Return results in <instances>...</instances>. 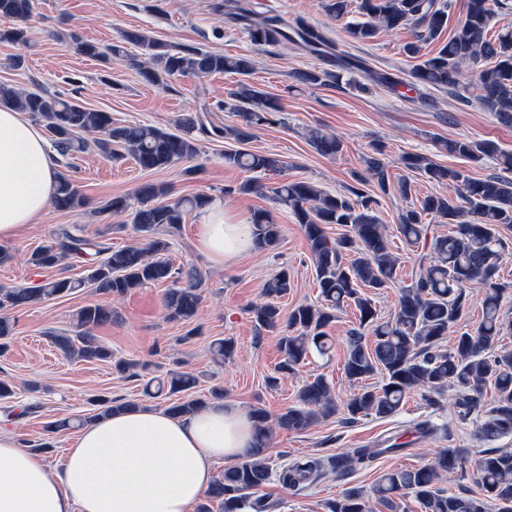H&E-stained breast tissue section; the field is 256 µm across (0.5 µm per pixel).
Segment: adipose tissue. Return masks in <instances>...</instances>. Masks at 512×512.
Returning a JSON list of instances; mask_svg holds the SVG:
<instances>
[{
    "label": "adipose tissue",
    "mask_w": 512,
    "mask_h": 512,
    "mask_svg": "<svg viewBox=\"0 0 512 512\" xmlns=\"http://www.w3.org/2000/svg\"><path fill=\"white\" fill-rule=\"evenodd\" d=\"M57 173L40 130L0 104V244L41 218ZM253 230L226 212L221 197L198 210L197 245L215 265L251 251ZM256 432L251 413L231 401L185 416L138 405L85 424L51 472L41 455L0 429V512H192L215 464L248 459Z\"/></svg>",
    "instance_id": "1"
}]
</instances>
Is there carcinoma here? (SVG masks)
<instances>
[{
	"label": "carcinoma",
	"instance_id": "cac0c4a2",
	"mask_svg": "<svg viewBox=\"0 0 512 512\" xmlns=\"http://www.w3.org/2000/svg\"><path fill=\"white\" fill-rule=\"evenodd\" d=\"M509 0H468L465 17L438 53L416 66L409 90L416 99H425L428 88L459 85L463 66L479 60L487 64L478 74V103L494 113L504 124L512 125V29H490L492 16L508 9ZM32 0H0V16L19 24L0 28V42L24 45L28 29L23 26L32 15ZM232 20L244 25L251 40L259 46L290 41L288 23L278 17H259L246 0H220L213 5ZM449 4L437 0H360L361 13L368 17L355 23L350 34L358 41H368L382 28L394 30L414 27L415 41L407 46L410 54L419 52L418 43L434 40L448 24ZM295 34L302 45L317 50L327 43L319 31L297 24ZM69 38L75 49L91 58H105L124 53V44L150 50L142 67L143 77L153 84H165L173 77L233 74L239 77L230 109L242 124L224 127L206 118H188L181 122L178 135L163 128L142 124H121L112 113L84 107L73 97L42 89L25 90L0 84V101L12 105L43 123L59 155L66 157L95 149L110 159L129 157L146 170L164 169L190 161L198 154V138L228 139L245 142L251 130L276 123L279 112L274 100L247 83L252 62L246 57L227 56L191 45L167 46L143 32H125L122 43L102 48L93 42ZM306 140L316 152L334 156L343 143L319 128L306 133ZM450 154L464 158L494 155L502 169L512 170V152L502 151L492 141L474 143L458 139L444 144ZM224 164L247 172L279 174L285 162L273 154L244 150L224 152ZM404 165L423 173L429 180L454 185L458 198L429 195L420 207L403 211L397 232L411 245L429 244L432 257H422L419 272L411 284L400 290L397 307L389 319H382L364 288L378 290L394 282L398 259L390 251L385 225L373 213L375 199L359 187L345 193L330 194L307 180H281L270 188L272 200L290 210L303 227L315 269L320 304H300L283 316L276 300L288 295L291 277L283 269L264 286L268 301L251 308L257 325L270 332H282L279 350L282 361L278 370L293 371L310 357L312 351L326 354L331 348L326 328L336 319V311L346 305L355 307L359 328L371 332L364 342L359 332L349 338L344 362L346 377L357 391L345 404L350 418L388 416L396 413L408 392L418 388L427 399L451 387L456 390L455 412L459 420L481 419L485 439L495 440L512 434V350L501 345L512 333V321L502 313L503 285L498 283L503 242L500 229L512 228V180L498 175L471 179L460 171L434 163L414 154L404 158ZM369 178L357 177L361 184L372 179L384 195L398 189L411 195V185L404 179L391 182L387 164L380 158L366 160ZM169 191L162 186L145 185L137 191L139 207L129 211L124 197H114L96 213L130 212L131 223L142 233L141 246L112 249L102 240L85 237L81 228L61 231L55 242L32 253V263L40 268L57 265L64 259L80 258L93 262L90 273L80 279L56 278L36 288H0V309L38 303L67 296L82 288L111 297L128 293L169 278L184 280L186 286L172 288L165 296L167 318L187 321L196 312L201 299L202 278L193 268H173L167 257L168 243L157 236V229H176L184 214L201 206L205 195L180 197L161 202ZM53 205L60 210L79 208L85 200L78 186L64 173L59 174ZM433 215L450 225L448 233L428 237L425 217ZM256 245L267 249L279 240V225L266 211L254 213ZM338 224L348 232L331 238L325 225ZM474 282L485 287L482 317L477 327L456 336L449 349L443 347L448 332L460 319L468 301L467 289ZM112 321V310L100 305H84L73 315L75 335H53L56 347L68 358L82 361L112 360V350L101 343L92 330ZM380 381L368 385L375 376ZM199 379L191 373L172 371L157 382L147 384L144 394L168 398L167 411L186 415L203 408L207 401L196 394ZM101 411L89 420L133 406L121 399H99ZM336 413V398L330 383L321 375L309 378L298 395L297 403L277 418L283 428L302 430L321 418ZM405 444L392 442L384 448H356L352 453L325 462L308 456L276 465L257 456L224 469L214 480L197 506L196 512H271L273 504L257 495V490L275 478L289 489H299L316 481L325 466L354 469L384 453L403 450ZM467 450L443 448L435 463L415 468L388 471L375 484L378 501L389 512H399V500L412 492L424 512H485V501L476 496H460L439 487L443 474L463 467ZM478 485L486 496L499 505V512H512V451L495 450L478 460ZM327 512H370L361 492L347 490L326 504Z\"/></svg>",
	"mask_w": 512,
	"mask_h": 512
}]
</instances>
